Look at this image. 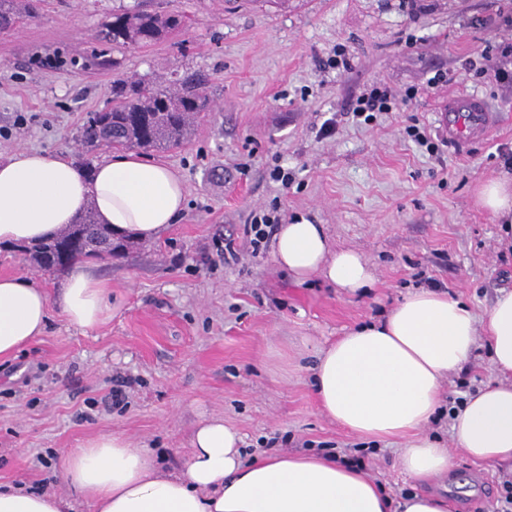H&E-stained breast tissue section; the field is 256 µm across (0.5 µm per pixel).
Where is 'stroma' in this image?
Returning a JSON list of instances; mask_svg holds the SVG:
<instances>
[{
    "label": "stroma",
    "instance_id": "stroma-1",
    "mask_svg": "<svg viewBox=\"0 0 512 512\" xmlns=\"http://www.w3.org/2000/svg\"><path fill=\"white\" fill-rule=\"evenodd\" d=\"M35 17L0 30V159L21 150L80 159L86 113L112 103L118 75L209 78L211 100L187 143L146 151L186 188L183 211L157 238L115 260L84 265L112 285V315L82 330L61 315L66 275L40 271L0 246V276L21 275L47 293L38 339L0 359V484L74 498L65 455L109 433L144 448L160 472H179L192 432L222 417L246 459L271 453L357 459L392 497L419 491L401 469L397 441L368 444L328 420L312 387L318 354L349 328L381 319L418 288L449 292L483 315L512 290V256L500 226L475 198L478 183L512 175V88L469 66L512 43V0H35ZM141 7L185 24L142 47L113 50L100 31L114 13ZM117 58L120 71L72 65ZM343 56L345 66L334 63ZM443 82H435V75ZM414 92L410 105L353 117L372 87ZM478 96L498 114L482 139L448 142L443 98ZM331 136H322L325 122ZM417 122L428 138L407 132ZM289 173L288 184L273 177ZM323 225L333 245L369 261L374 281L351 294L322 277L299 282L274 261L241 248L253 215ZM486 342L442 384L447 398L494 382ZM122 388L120 404L112 391ZM454 449L448 487L456 512H498L503 470L454 448L448 417L427 427Z\"/></svg>",
    "mask_w": 512,
    "mask_h": 512
}]
</instances>
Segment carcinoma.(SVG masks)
Wrapping results in <instances>:
<instances>
[{
	"instance_id": "obj_1",
	"label": "carcinoma",
	"mask_w": 512,
	"mask_h": 512,
	"mask_svg": "<svg viewBox=\"0 0 512 512\" xmlns=\"http://www.w3.org/2000/svg\"><path fill=\"white\" fill-rule=\"evenodd\" d=\"M34 11L33 0H0V29L13 26L20 16ZM178 14L124 10L105 24V38L115 48L145 46L180 28ZM208 78L199 73L182 76L167 86L153 87L133 77L119 78L112 87V106L88 114L80 141L92 149L156 150L178 146L196 131L199 115L208 111ZM134 243L118 237L96 221L88 208L60 233L25 245L31 264L61 272L85 258L104 259L123 253Z\"/></svg>"
}]
</instances>
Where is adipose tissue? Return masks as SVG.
<instances>
[{
  "mask_svg": "<svg viewBox=\"0 0 512 512\" xmlns=\"http://www.w3.org/2000/svg\"><path fill=\"white\" fill-rule=\"evenodd\" d=\"M185 186L166 164L121 153L93 173L68 156L23 150L0 160V243L54 236L86 206L117 235L156 238L184 208ZM476 200L503 223L500 244L512 249V181L490 179ZM276 263L296 280L318 275L337 288L368 287L373 271L355 250L333 247L322 225H280ZM66 321L91 330L112 311L111 285L83 269L70 273L58 298ZM49 300L19 275L0 277V358L42 335ZM486 338L499 375L453 413L455 442L473 461L512 464V291L476 318L457 297L425 288L408 293L383 319L350 329L323 348L314 367L323 414L367 441L398 439L401 467L419 482L447 475L449 449L425 434L438 413L441 381ZM242 438L223 418L196 427L186 470L162 475L143 449L102 435L69 451L63 473L96 512H454L444 495L390 498L358 469L317 455L244 461ZM70 501L22 486L0 490V512H70Z\"/></svg>",
  "mask_w": 512,
  "mask_h": 512,
  "instance_id": "obj_1",
  "label": "adipose tissue"
}]
</instances>
